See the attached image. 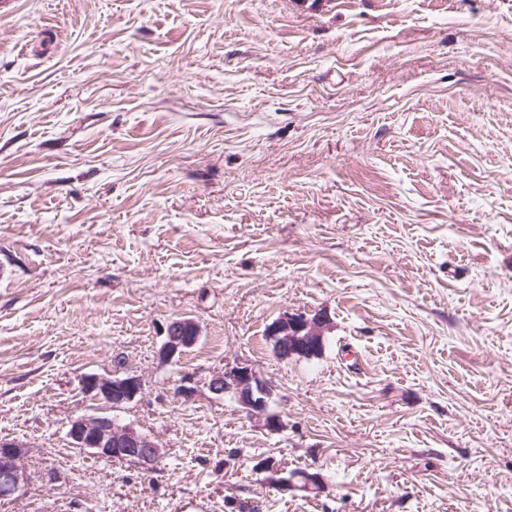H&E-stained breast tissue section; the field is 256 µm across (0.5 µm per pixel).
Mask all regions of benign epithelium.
<instances>
[{"mask_svg":"<svg viewBox=\"0 0 512 512\" xmlns=\"http://www.w3.org/2000/svg\"><path fill=\"white\" fill-rule=\"evenodd\" d=\"M328 320L321 314L286 313L267 328L275 350L282 356L308 355L321 352ZM198 323L190 318L173 321L167 329L162 355L173 359L197 342ZM82 387L93 399L117 409L134 401L143 390L139 377L105 378L89 374L82 378ZM210 389L231 396L251 415H264L272 396L253 367L246 363L224 366V373L214 377ZM67 436L71 447L80 448L98 458L132 457L151 465L159 460L161 448L150 436L128 424H120L110 415H85L69 422ZM22 445L13 438L0 437V496L14 494L23 480L17 464Z\"/></svg>","mask_w":512,"mask_h":512,"instance_id":"1","label":"benign epithelium"}]
</instances>
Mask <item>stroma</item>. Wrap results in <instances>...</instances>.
<instances>
[{
	"label": "stroma",
	"instance_id": "obj_1",
	"mask_svg": "<svg viewBox=\"0 0 512 512\" xmlns=\"http://www.w3.org/2000/svg\"><path fill=\"white\" fill-rule=\"evenodd\" d=\"M0 434V512H512V0H0ZM328 320L322 314L286 313L267 328V335L282 356L308 355L321 352ZM200 327L196 321L183 318L173 321L167 329L166 341L162 346V355L174 359L182 355L197 342ZM210 389L230 395L250 415L266 414L272 396L271 388L246 363L225 365L224 373L211 380ZM82 387L93 399L103 401L112 409L133 402L143 390L141 379L135 375L105 378L89 374L82 378ZM67 436L71 447L98 458L125 456L151 465L161 456V448L153 438L132 425L118 423L110 415L74 418L69 422ZM22 445L13 438L0 437V496L14 494L23 480V474L17 464Z\"/></svg>",
	"mask_w": 512,
	"mask_h": 512
}]
</instances>
